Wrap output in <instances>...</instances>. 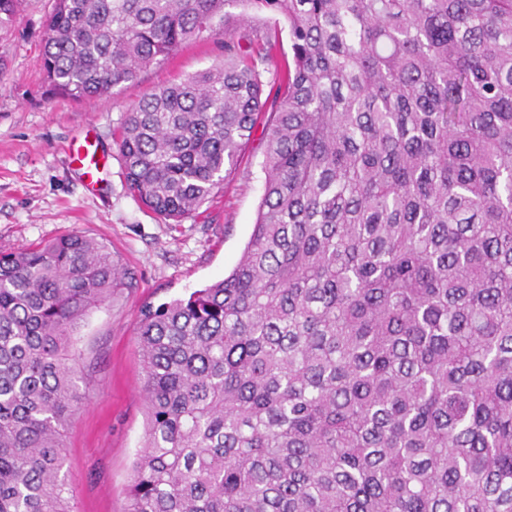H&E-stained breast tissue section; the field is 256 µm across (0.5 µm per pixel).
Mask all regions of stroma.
Listing matches in <instances>:
<instances>
[{"mask_svg": "<svg viewBox=\"0 0 512 512\" xmlns=\"http://www.w3.org/2000/svg\"><path fill=\"white\" fill-rule=\"evenodd\" d=\"M52 0H25L0 28V252L80 232L103 242L126 283L94 309L76 342L82 401L66 436L65 469L74 512H123L131 466L144 443L146 405L135 332L146 307L222 280L239 262L262 196L261 133H254L224 190L204 212L168 224L126 189L114 132L142 95L224 58L221 39L203 36L111 95L74 100L50 92L42 67ZM94 132L101 183L89 192L67 153Z\"/></svg>", "mask_w": 512, "mask_h": 512, "instance_id": "35a3bbf8", "label": "stroma"}]
</instances>
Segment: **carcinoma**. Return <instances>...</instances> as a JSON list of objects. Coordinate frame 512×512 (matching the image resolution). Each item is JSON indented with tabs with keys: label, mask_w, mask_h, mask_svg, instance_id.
<instances>
[{
	"label": "carcinoma",
	"mask_w": 512,
	"mask_h": 512,
	"mask_svg": "<svg viewBox=\"0 0 512 512\" xmlns=\"http://www.w3.org/2000/svg\"><path fill=\"white\" fill-rule=\"evenodd\" d=\"M239 5L287 25L271 98L277 34L227 30ZM45 27L48 86L75 100L224 38L115 133L166 221L269 113L239 262L141 313L126 512H512V0H53ZM120 277L80 232L0 253V512H72L75 342ZM277 27L279 29L280 47H278L272 59H270V61H268L265 65L266 73L264 80L267 82L265 87V95L269 93V90L271 89V86L273 85V82L276 78L277 70H280L282 67L284 59L291 58V49L288 41V30L282 21L280 23L277 22Z\"/></svg>",
	"instance_id": "carcinoma-1"
}]
</instances>
